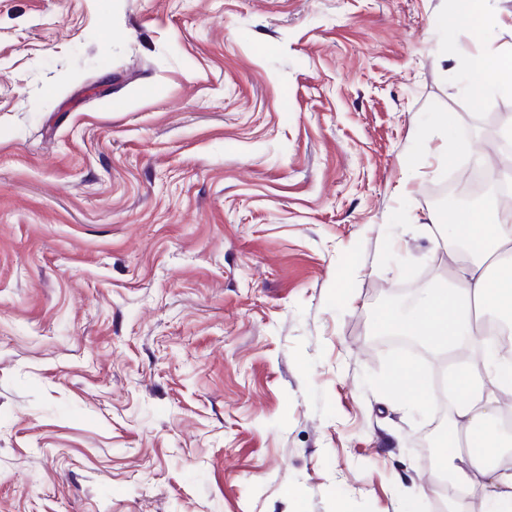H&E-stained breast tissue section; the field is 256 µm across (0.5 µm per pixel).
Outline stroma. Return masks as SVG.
<instances>
[{
    "label": "stroma",
    "instance_id": "obj_1",
    "mask_svg": "<svg viewBox=\"0 0 512 512\" xmlns=\"http://www.w3.org/2000/svg\"><path fill=\"white\" fill-rule=\"evenodd\" d=\"M509 48L512 0H0V512H437L371 336Z\"/></svg>",
    "mask_w": 512,
    "mask_h": 512
}]
</instances>
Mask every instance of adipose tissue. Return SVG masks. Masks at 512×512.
Returning a JSON list of instances; mask_svg holds the SVG:
<instances>
[{"mask_svg": "<svg viewBox=\"0 0 512 512\" xmlns=\"http://www.w3.org/2000/svg\"><path fill=\"white\" fill-rule=\"evenodd\" d=\"M478 242L468 261L460 265L454 285L423 288L410 311L385 316L386 327L408 336L425 337L430 349L452 370L448 405L455 438L485 437L488 451L443 454L440 467L449 485L465 497L512 512V465L496 463L494 449L503 447L493 417L497 395L512 392V381L501 376L512 360L496 359L476 324L479 315L503 320L512 328V209L489 200L470 218L450 225L442 247L455 251L458 242Z\"/></svg>", "mask_w": 512, "mask_h": 512, "instance_id": "adipose-tissue-1", "label": "adipose tissue"}]
</instances>
